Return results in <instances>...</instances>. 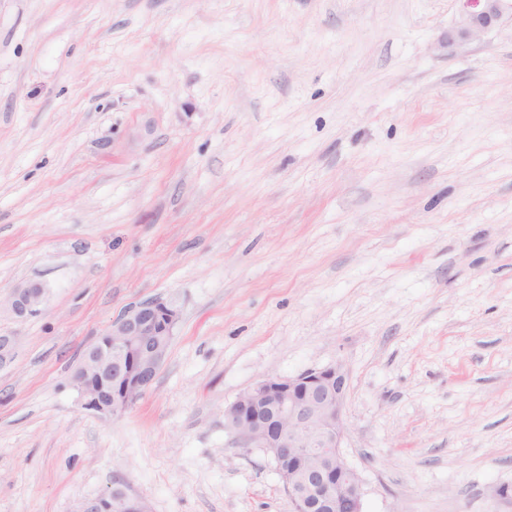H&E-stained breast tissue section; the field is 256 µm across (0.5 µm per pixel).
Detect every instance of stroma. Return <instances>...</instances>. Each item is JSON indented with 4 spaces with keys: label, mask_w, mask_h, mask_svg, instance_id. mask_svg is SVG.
<instances>
[{
    "label": "stroma",
    "mask_w": 512,
    "mask_h": 512,
    "mask_svg": "<svg viewBox=\"0 0 512 512\" xmlns=\"http://www.w3.org/2000/svg\"><path fill=\"white\" fill-rule=\"evenodd\" d=\"M458 0H0V512L124 489L151 512H289L224 410L342 363L363 512H512V22ZM175 300L123 414L72 376ZM461 3L457 26L448 33V46L480 39L487 31L512 19L511 0H458ZM47 288L40 282H27L16 286L2 300L0 315L5 314L17 319L38 315L46 301Z\"/></svg>",
    "instance_id": "1"
}]
</instances>
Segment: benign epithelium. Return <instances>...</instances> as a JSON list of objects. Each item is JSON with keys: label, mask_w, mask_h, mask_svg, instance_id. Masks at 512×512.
<instances>
[{"label": "benign epithelium", "mask_w": 512, "mask_h": 512, "mask_svg": "<svg viewBox=\"0 0 512 512\" xmlns=\"http://www.w3.org/2000/svg\"><path fill=\"white\" fill-rule=\"evenodd\" d=\"M457 26L448 47L474 41L512 19V0H459ZM47 288L16 286L0 299V315H38ZM180 318L172 301L150 300L126 308L83 353L73 374L84 409L108 418L134 404L166 360L168 340ZM348 374L336 362L295 376L268 375L224 409V428L239 447L258 448L274 460L290 512H362L364 483L342 445ZM112 493L82 501L75 512H112Z\"/></svg>", "instance_id": "7a95c632"}]
</instances>
